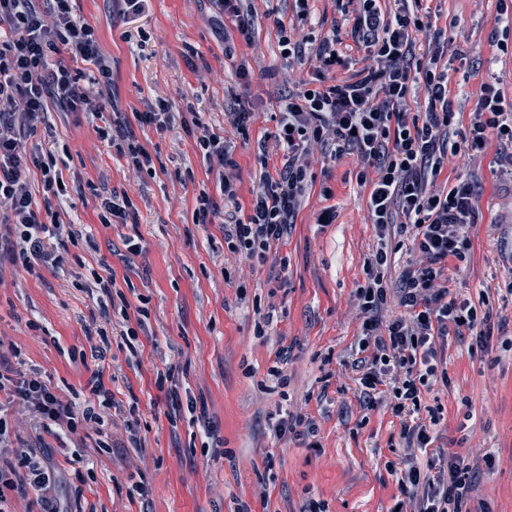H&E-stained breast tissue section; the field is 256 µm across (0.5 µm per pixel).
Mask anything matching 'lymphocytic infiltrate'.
Segmentation results:
<instances>
[{
    "mask_svg": "<svg viewBox=\"0 0 512 512\" xmlns=\"http://www.w3.org/2000/svg\"><path fill=\"white\" fill-rule=\"evenodd\" d=\"M71 2L49 0L42 10L33 0H0V258L27 272L38 265L53 267L55 240L77 236L76 231H64L60 221H42L27 182L30 170L40 171L45 208L63 196L56 157L27 150L25 141L47 123L49 101L71 112L90 106L61 54L93 64L103 84L112 83L111 60L102 53L95 29L74 15ZM358 2L352 35L367 49L371 65L328 84V74L348 62L337 53L339 37H323L307 78L279 97L274 139L283 154L282 166L263 176L246 216L225 225L224 242L234 254L266 252L287 235L313 182L312 146H323L336 160L356 153L357 182L370 189L368 208L381 242L367 262L366 283L356 292L364 316L360 348L369 354L359 383L366 398L387 396L413 458L426 453L433 440L429 427L414 422L413 416L421 408L422 389L448 377L442 368L444 340L467 330L484 341L491 319L469 300L449 296L445 274L449 260L462 262L470 253L478 217L476 184L465 168L446 186H439L437 179L444 162L477 156L489 136L512 144V112L506 110L496 83H482L480 108L466 132L457 133L441 34L432 33L430 22L411 8V0H393L389 10L380 0ZM421 35L429 41L425 57L419 59L414 48ZM417 83L425 98L414 113L408 100ZM97 133L135 169L153 171L149 151L132 132L101 127ZM191 133L204 162L219 172L225 202L237 204L239 166L223 136L197 116ZM405 248L421 260L404 271L396 290L403 315L385 322L378 316L389 292L384 268ZM84 389L83 403L65 399L39 373L21 371L0 355V394L8 403L24 406L36 430L73 433L99 423L95 405L110 397L100 371L91 372ZM5 455L13 461L0 465V512L9 490L20 496L37 491L43 512H62L53 496L56 472L33 461L0 419V457ZM398 483L409 495V512H471L470 468L458 456H449L432 473L410 466Z\"/></svg>",
    "mask_w": 512,
    "mask_h": 512,
    "instance_id": "lymphocytic-infiltrate-1",
    "label": "lymphocytic infiltrate"
}]
</instances>
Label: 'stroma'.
<instances>
[{
  "mask_svg": "<svg viewBox=\"0 0 512 512\" xmlns=\"http://www.w3.org/2000/svg\"><path fill=\"white\" fill-rule=\"evenodd\" d=\"M250 3L258 16L254 39L236 42L228 58L220 35L232 23L212 0H145L143 12L128 19L118 0L74 2L112 61V83H99L92 64L71 63L91 108L51 105L49 128L26 145L63 159L66 196L56 210L82 234L58 247L57 267L28 274L0 263V353L37 369L66 397L91 370H102L112 394L101 429L68 436L35 434L20 405L4 414L9 433L44 449L46 464L59 471L65 512H237L243 503L251 512H303L311 499L329 512H394L404 499L388 469L405 457L400 420L386 402L368 401L355 368L363 322L356 290L377 249L356 156L335 161L314 149V184L295 224L264 256L246 259L224 243L229 211L218 175L183 127L198 112L223 131L239 165V203L248 206L265 166L280 160L273 145L267 162L257 153L258 139L275 130L277 97L311 68L310 60L283 56L275 20L294 38L339 31L351 67L330 80L362 67L347 0H310L304 19L294 0ZM419 8L433 29L452 31L449 89L462 122L477 111L489 79L512 98V56L497 48L499 0H420ZM241 69L247 78H238ZM237 98L253 112L245 137L224 120ZM161 104L175 114L167 130L134 129L154 161L151 175L118 157L97 130ZM511 152L493 138L471 162L479 191L472 249L448 274L450 295L491 311L489 347L470 335L449 336L448 380L421 394L422 409L440 412L436 447L470 464L472 500L491 512H512V300L504 290L512 272V180L498 164ZM325 185L331 198L320 193ZM203 188L215 213L197 224ZM115 192L130 197L135 222L100 223V200ZM329 206L335 223H318ZM131 237L141 252L129 251ZM106 265L125 303L94 288ZM142 306L149 310L143 322ZM99 345L103 358L91 357ZM276 364L286 387L267 377ZM166 368L176 381L157 387L156 373ZM193 402L205 406L216 438L194 421ZM287 412L312 418L316 435L277 436Z\"/></svg>",
  "mask_w": 512,
  "mask_h": 512,
  "instance_id": "obj_1",
  "label": "stroma"
}]
</instances>
